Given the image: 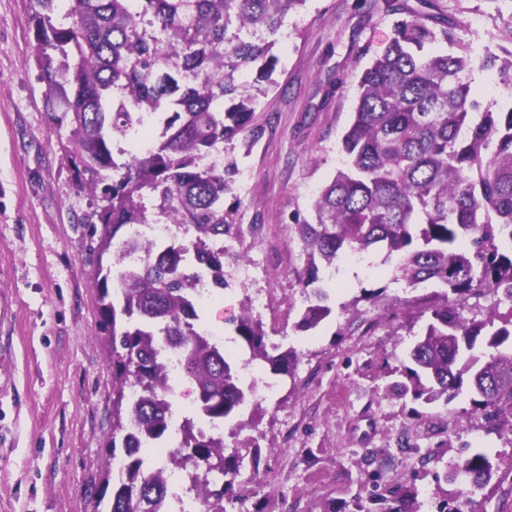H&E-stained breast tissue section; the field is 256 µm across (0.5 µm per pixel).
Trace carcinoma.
Listing matches in <instances>:
<instances>
[{
    "label": "carcinoma",
    "mask_w": 512,
    "mask_h": 512,
    "mask_svg": "<svg viewBox=\"0 0 512 512\" xmlns=\"http://www.w3.org/2000/svg\"><path fill=\"white\" fill-rule=\"evenodd\" d=\"M307 0H71L64 22L60 0H32L30 47L46 86L43 111L54 130L69 129L70 161L78 186L101 191L110 203L78 219L103 225L97 245L96 288L102 330L112 345L111 452L123 467L112 481L110 512H162L169 473L188 464L207 512H227L246 468L239 440L253 419L234 421L257 405L240 377L242 359L201 334L195 283L224 289L229 249L214 242L242 234L234 222L237 163L222 168L210 156L238 135L255 133L258 99L244 72L268 81L280 59L271 53L288 16ZM455 25L436 28L412 15L394 23L384 51L359 80L353 120L341 137L344 168L320 188L312 220L294 217L307 257L300 282L307 294L296 328L315 330L332 314L320 272L352 253L397 258L391 281L411 289L436 285L426 322L414 337L403 380L395 387L425 406L449 404L468 391L477 410L512 419V312L468 319L448 306V294L489 289L512 302V106L493 111L472 96L466 53L433 54L454 42ZM481 68L512 83V57L488 55ZM143 115L162 124L160 140L144 151L113 150ZM124 157L116 161L114 154ZM118 179L107 183L110 175ZM156 198L154 216L189 224L195 236L173 241L157 262L103 266L119 232L148 224L143 199ZM234 205L225 206L227 197ZM116 295H111L110 284ZM243 359L281 377L295 374L298 353L270 346L261 318L229 320ZM484 337L488 360L474 354ZM181 353V375L195 384L192 414L164 468L149 465L146 449L168 441L172 377L163 350ZM140 390L136 401L125 390ZM230 425L233 444L196 430V421ZM455 470L471 497L498 479L484 452ZM224 477L211 488L208 474ZM357 512H420L417 492H371Z\"/></svg>",
    "instance_id": "obj_1"
}]
</instances>
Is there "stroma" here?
<instances>
[{
    "label": "stroma",
    "instance_id": "1",
    "mask_svg": "<svg viewBox=\"0 0 512 512\" xmlns=\"http://www.w3.org/2000/svg\"><path fill=\"white\" fill-rule=\"evenodd\" d=\"M394 3L456 22L454 44L436 51L464 47L476 64L512 52V0ZM30 13L31 0H0V512H109L112 353L87 261L93 229L77 222L95 196L78 190L68 134L43 111ZM394 19L385 0H307L274 48L280 63L256 111L258 136L224 151L251 172L236 222L263 260L254 285L271 297L265 330L299 353L293 380L261 402L257 465L234 487L240 512H354L367 483L427 490L420 512L443 501L512 512V424L474 410L464 394L423 411L392 387L429 289L343 260L335 314L313 333L295 328L306 255L292 218H312L306 190L341 169L358 78ZM381 286L385 298L362 300L363 289ZM348 303L353 314H339ZM475 450L496 458L504 479L467 501L443 475Z\"/></svg>",
    "mask_w": 512,
    "mask_h": 512
}]
</instances>
